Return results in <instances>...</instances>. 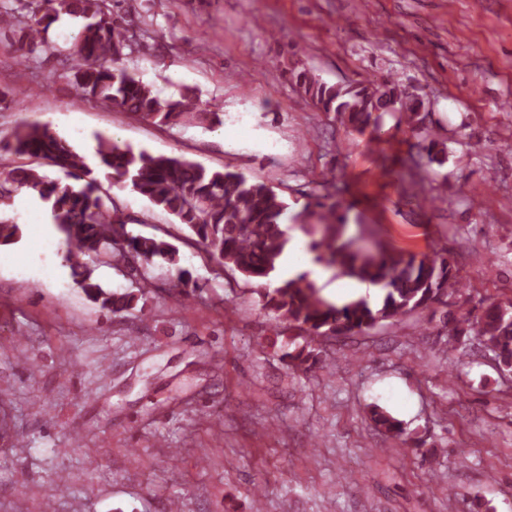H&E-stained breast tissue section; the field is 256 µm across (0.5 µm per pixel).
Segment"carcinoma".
Masks as SVG:
<instances>
[{
	"label": "carcinoma",
	"instance_id": "cac0c4a2",
	"mask_svg": "<svg viewBox=\"0 0 512 512\" xmlns=\"http://www.w3.org/2000/svg\"><path fill=\"white\" fill-rule=\"evenodd\" d=\"M24 18L0 10V47L25 61L43 48L42 32L66 14L87 20L64 44L46 47L63 66L68 85L77 97L139 119L168 127L223 124L219 113L203 108L196 92L184 88L177 98H164L152 86L120 65L131 47L123 17L112 10V0H33ZM304 94L322 111L341 117L352 135L370 133L380 139L384 117L396 112L405 117L408 134L427 164H443L446 143L428 135L431 99L409 91L397 78L356 85L328 84L302 70L296 75ZM8 153L37 160L38 166L0 162V204L27 189L51 203L54 223L65 236L64 260L73 268L76 284L99 308L115 316L131 312L142 293L105 288L94 278V264L123 269L140 290L151 286L148 266L156 259L178 262V248L161 237L128 230L129 219L111 195L102 192L99 176L114 179L145 197L154 206L186 226L198 244L224 268L249 280L265 281L277 273L288 244L282 228L289 205L263 181L225 167L207 168L182 156L152 154L121 145L112 137H97L91 157L75 151L71 142L48 126L28 124L3 141ZM79 188L61 185L43 166ZM318 212L308 225L316 261L332 265L344 275L380 290L377 300L359 297L342 305L321 296L306 274L284 279L274 288L262 287L261 309L272 315L282 332H297L305 345L286 353L287 367L316 363L325 353L317 339L366 333L384 323L396 324L417 311L438 310L445 298L460 293L466 284L447 254L432 247L425 254L390 250L367 240L346 236L347 216L336 193L311 195L303 214ZM22 236V223L0 216V246ZM174 288L201 287L192 272L176 268ZM451 348L466 350L476 344L493 354L502 371H512V299L485 301L477 311L456 316L443 312ZM374 424L393 437L404 433L401 422L374 405Z\"/></svg>",
	"mask_w": 512,
	"mask_h": 512
}]
</instances>
